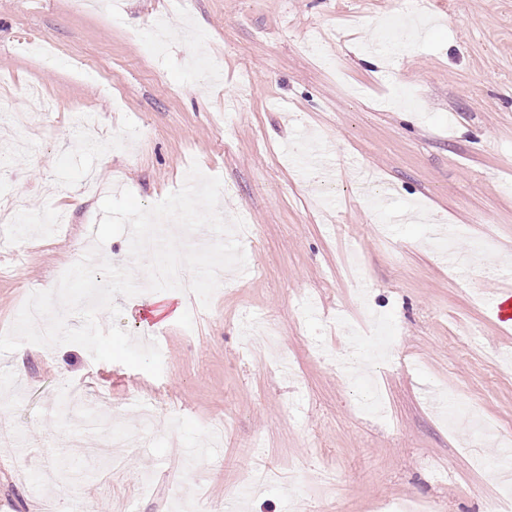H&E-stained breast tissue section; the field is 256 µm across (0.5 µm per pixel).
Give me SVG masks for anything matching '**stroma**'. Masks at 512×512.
<instances>
[{"label": "stroma", "mask_w": 512, "mask_h": 512, "mask_svg": "<svg viewBox=\"0 0 512 512\" xmlns=\"http://www.w3.org/2000/svg\"><path fill=\"white\" fill-rule=\"evenodd\" d=\"M119 4L0 0V203L17 211L0 223V327L93 246L105 195L153 205L194 161L252 228L247 270L207 310L171 290L164 313L143 292L99 314L159 341L161 377L75 344L0 354V512H485L500 449L433 402L512 432V322L493 308L512 292V0ZM326 141L325 182L307 156ZM355 164L388 186L379 206ZM436 224L468 269L438 259ZM377 318L385 356L359 343L364 374L343 375Z\"/></svg>", "instance_id": "stroma-1"}]
</instances>
